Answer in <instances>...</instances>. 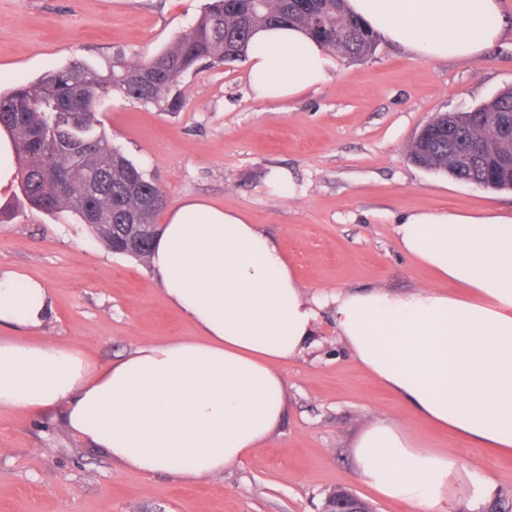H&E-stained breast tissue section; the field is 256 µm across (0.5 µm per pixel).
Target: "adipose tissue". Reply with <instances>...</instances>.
Segmentation results:
<instances>
[{
  "instance_id": "obj_1",
  "label": "adipose tissue",
  "mask_w": 512,
  "mask_h": 512,
  "mask_svg": "<svg viewBox=\"0 0 512 512\" xmlns=\"http://www.w3.org/2000/svg\"><path fill=\"white\" fill-rule=\"evenodd\" d=\"M388 42L416 56L474 59L503 37L500 0H346ZM256 99L289 100L324 82L325 48L292 26L261 28L247 51ZM403 249L463 299L421 286L329 296L301 288L277 244L245 213L187 196L172 204L149 263L198 340L143 341L94 367L73 345L0 338V408L62 406L90 447L145 474L180 480L223 475L275 433L288 378L281 364L314 344L331 308L341 344L411 413L469 445L512 451V215L412 211L396 228ZM48 288L0 273V326L40 328ZM355 471L408 512H450L467 460L416 445L404 419L377 416L352 447Z\"/></svg>"
}]
</instances>
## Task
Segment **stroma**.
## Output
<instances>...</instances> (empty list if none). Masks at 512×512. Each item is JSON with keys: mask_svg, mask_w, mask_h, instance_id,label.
<instances>
[{"mask_svg": "<svg viewBox=\"0 0 512 512\" xmlns=\"http://www.w3.org/2000/svg\"><path fill=\"white\" fill-rule=\"evenodd\" d=\"M206 0H0V86L83 63L106 71L169 47ZM327 81L284 103L257 100L247 62L186 75L181 106L144 105L120 93L97 117L113 146L157 177L168 202L210 199L245 212L286 253L310 292L435 286L460 295L401 249L395 223L411 210L512 213V190L492 191L420 169L409 154L436 114L464 112L512 86V37L475 60H428L380 41L368 59L330 53ZM293 187L272 194L270 172ZM44 280L54 314L31 341L78 344L105 365L144 340L198 338L168 303L146 261L108 250L69 212L34 209L20 191L0 204V271ZM319 345L290 360L275 435L223 477L179 481L112 462L64 423L0 409V512H320L342 488L377 512H407L357 477L350 448L375 415L404 416L400 400L343 348L331 309ZM407 426L422 447L468 458L454 512H512V454L468 445L426 421ZM497 487L480 492L485 478Z\"/></svg>", "mask_w": 512, "mask_h": 512, "instance_id": "1", "label": "stroma"}]
</instances>
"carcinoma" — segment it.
<instances>
[{"label":"carcinoma","instance_id":"carcinoma-1","mask_svg":"<svg viewBox=\"0 0 512 512\" xmlns=\"http://www.w3.org/2000/svg\"><path fill=\"white\" fill-rule=\"evenodd\" d=\"M288 24L352 60L373 55L378 36L347 12L345 0H207L192 30L161 52L134 64L116 61L106 72L72 63L35 82L0 91V127L13 140L20 189L49 214L63 210L87 223L81 191L95 189L97 222L153 224L166 204L148 176L112 141L96 117L101 100L117 91L144 104L177 105L182 79L205 63L246 57L259 28ZM512 113V86L448 121V128L413 141L419 168L486 189H512V152L497 130Z\"/></svg>","mask_w":512,"mask_h":512}]
</instances>
